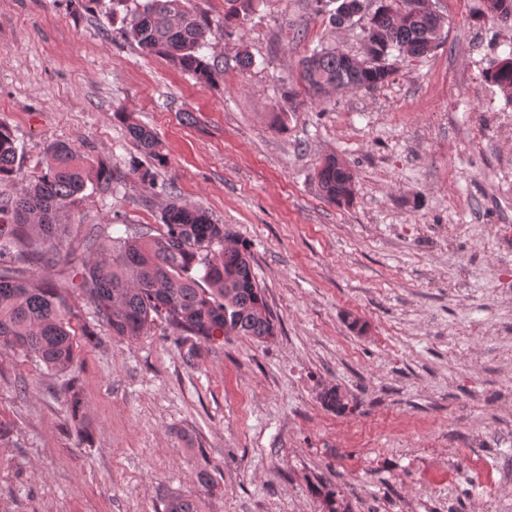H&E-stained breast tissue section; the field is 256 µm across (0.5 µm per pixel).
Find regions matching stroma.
I'll return each instance as SVG.
<instances>
[{"label": "stroma", "mask_w": 512, "mask_h": 512, "mask_svg": "<svg viewBox=\"0 0 512 512\" xmlns=\"http://www.w3.org/2000/svg\"><path fill=\"white\" fill-rule=\"evenodd\" d=\"M190 5L212 23L211 85L142 57L100 0H0V124L25 178L57 142L111 168L69 207L70 245L94 224L156 227L174 197L230 225L278 332L103 331L66 374L0 348V512H164L177 494L204 512H321L318 482L349 512H512V99L484 79L512 27L483 0H441L431 55L320 101L302 59L363 52L335 0H258L230 25L224 0ZM130 118L162 144L154 183L128 174L148 161ZM329 156L356 175L348 205L319 190ZM331 386L349 411L323 404Z\"/></svg>", "instance_id": "stroma-1"}]
</instances>
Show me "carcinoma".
I'll list each match as a JSON object with an SVG mask.
<instances>
[{"label":"carcinoma","instance_id":"cac0c4a2","mask_svg":"<svg viewBox=\"0 0 512 512\" xmlns=\"http://www.w3.org/2000/svg\"><path fill=\"white\" fill-rule=\"evenodd\" d=\"M112 21L120 33L147 55H163L201 83L217 78L214 65L199 54L211 31L210 23L189 7V0H111ZM399 0H380L364 29L373 62L358 64L334 48L312 51L301 61L304 82L316 97L336 88L374 89L394 73V64L408 50L426 55L442 43L418 20L400 22ZM224 24L248 15L254 0H224ZM486 79L512 93V66H494ZM128 134L161 167L166 157L147 128L130 123ZM45 169L23 184L17 195L0 205V347L25 352L45 370L72 372L81 351V337L95 323L113 336L135 340L157 322L180 336L209 342L224 336L257 340L275 334V321L259 287L249 245L234 240L226 224L214 221L200 207L177 200L162 213L160 228L126 227L113 237L99 224L83 241L87 258L76 251L62 254L68 225L63 208L84 192L89 182L87 160L65 143L45 149ZM18 173V146L11 131L0 125V180ZM324 198L338 205L351 202L355 175L334 157L317 171ZM65 261L75 274L55 283L42 271ZM77 290L84 309L69 302ZM322 402L338 411L349 408L341 392L324 390ZM311 493L323 512H341L336 490L316 484ZM165 512H202L198 499L174 496Z\"/></svg>","mask_w":512,"mask_h":512}]
</instances>
